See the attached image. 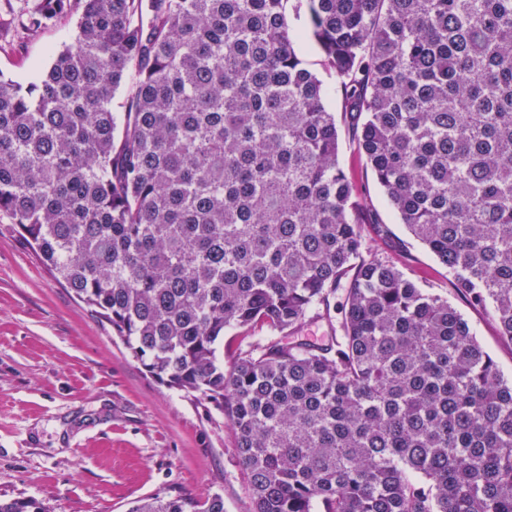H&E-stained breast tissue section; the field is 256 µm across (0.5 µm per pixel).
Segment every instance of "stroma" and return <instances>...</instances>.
<instances>
[{
  "label": "stroma",
  "mask_w": 512,
  "mask_h": 512,
  "mask_svg": "<svg viewBox=\"0 0 512 512\" xmlns=\"http://www.w3.org/2000/svg\"><path fill=\"white\" fill-rule=\"evenodd\" d=\"M28 3L0 0V76L22 84L70 44L78 20L61 15L19 41ZM339 160L356 200L403 243L391 259L447 297L512 377V342L455 294L447 270L399 223L345 126ZM156 493L218 494L224 512H251L228 417L146 373L0 219V499L32 498L44 512H130Z\"/></svg>",
  "instance_id": "1"
}]
</instances>
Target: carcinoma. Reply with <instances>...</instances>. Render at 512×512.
Returning <instances> with one entry per match:
<instances>
[{
  "instance_id": "obj_1",
  "label": "carcinoma",
  "mask_w": 512,
  "mask_h": 512,
  "mask_svg": "<svg viewBox=\"0 0 512 512\" xmlns=\"http://www.w3.org/2000/svg\"><path fill=\"white\" fill-rule=\"evenodd\" d=\"M72 12L45 74L0 78V216L147 373L228 415L252 512H512V380L367 246L386 231L353 200L328 106L512 340V0H37L21 34ZM339 292L327 342L299 338ZM254 326L224 367V331ZM301 53L307 67L318 74L325 84L332 86L336 83L335 78L325 72L322 53L312 42L305 41L301 45Z\"/></svg>"
}]
</instances>
